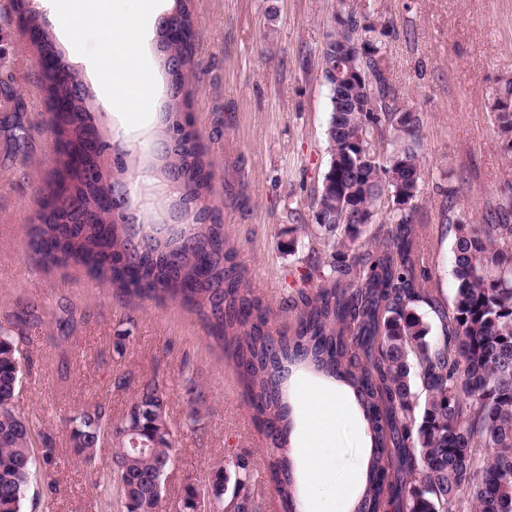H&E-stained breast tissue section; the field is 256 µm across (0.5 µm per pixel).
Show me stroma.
I'll list each match as a JSON object with an SVG mask.
<instances>
[{"mask_svg": "<svg viewBox=\"0 0 512 512\" xmlns=\"http://www.w3.org/2000/svg\"><path fill=\"white\" fill-rule=\"evenodd\" d=\"M108 8L127 29L130 67L154 84L146 111L123 112L122 88L111 92L112 111H103L108 92L95 73L108 70L112 54L94 21L75 44L50 15L42 21L81 77L100 133L138 158L128 177L130 199L148 204V218L160 227L169 219L167 200L150 164L169 83L154 40L158 22L144 17L141 0H110ZM338 10L394 28L385 46L393 82L421 120L422 265L444 298L455 283L453 236L441 222L436 191L442 176L457 188L469 224L484 223L489 207L512 197V158L500 148L488 108L498 79L512 77V0H193L190 112L212 172L209 204L221 215L248 285L270 307L275 334L296 318L293 300L309 265L298 226H314L313 201L329 165V98L319 54ZM38 61L15 17L0 16V332L18 337L28 359L16 410L34 418L56 450L55 493L47 494L43 473H36L24 512H119L97 485L112 470L111 441L88 464L73 453L70 436L98 405L120 422L150 379L168 395L173 429L162 512L178 507L185 484L241 460L264 512H283L265 466L271 441L198 315L173 301L127 302L83 267L46 265L32 255L28 230L43 212L57 151ZM18 118L28 128L24 148L8 136ZM32 304L34 319L27 316ZM66 309L76 327L64 338L55 320ZM120 374L127 378L122 387L115 384ZM319 384L311 371L296 369L289 398L336 435V447L315 451L323 466L311 488L318 512H348L341 488L362 462L367 430L331 418Z\"/></svg>", "mask_w": 512, "mask_h": 512, "instance_id": "35a3bbf8", "label": "stroma"}]
</instances>
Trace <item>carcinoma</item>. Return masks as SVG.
Returning <instances> with one entry per match:
<instances>
[{"label":"carcinoma","instance_id":"obj_1","mask_svg":"<svg viewBox=\"0 0 512 512\" xmlns=\"http://www.w3.org/2000/svg\"><path fill=\"white\" fill-rule=\"evenodd\" d=\"M189 31L185 40L165 43L171 56L192 60V0H175ZM388 32L354 14H337L321 48V76L329 90V166L315 199L316 231L309 282L293 301L296 319L274 336L271 310L246 285L224 224L207 206L177 232L147 236L135 272L118 260L129 239L117 220L73 222L92 197L60 150L49 198L69 224L43 217L30 230L29 245L50 265L74 264L112 281L115 294L129 300H179L203 320L224 348L251 398L256 420L265 423L277 453L267 466L278 475L283 512H296L293 462L287 452L289 409L283 399L285 368L303 362L350 387L363 411L372 451L366 485L354 512H512V205L491 209L485 224H465L455 189L437 186L441 216L453 233L450 300L426 287L420 268L424 225L413 201L422 178L420 117L409 110L392 82L383 48ZM351 67L364 80L337 74ZM186 67L171 86L163 122L175 121L178 144L163 157L161 175L182 174L178 195L207 200L210 172L202 158L190 108ZM502 151L512 154V78L498 82L490 104ZM379 136L377 155L359 140ZM382 218L378 243H360L366 222ZM196 233L216 256L212 275L197 287L196 254L183 244ZM352 251L351 261L340 259ZM328 254L323 263L319 256ZM425 305L438 320L439 334L419 311ZM23 371L14 337L0 334V512H23L31 476L50 471L51 444L35 450L33 419L15 411ZM168 400L154 381L140 386L121 423L97 406L73 430L74 453L92 462L105 437L122 440L114 448L122 512H155L163 490L159 470L171 459ZM227 473L214 467L204 487L189 483L181 512H196L209 498L212 512H260L249 493L248 468L236 463Z\"/></svg>","mask_w":512,"mask_h":512}]
</instances>
